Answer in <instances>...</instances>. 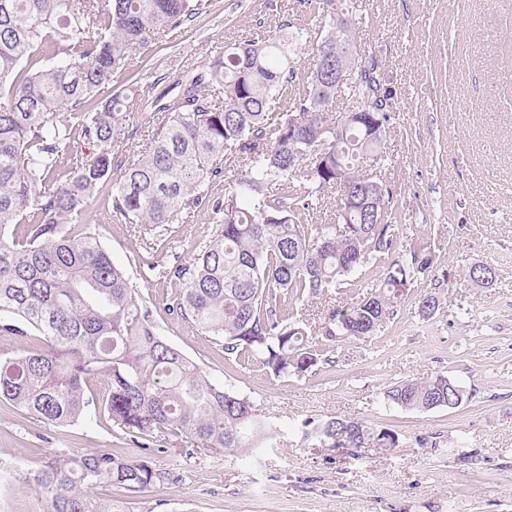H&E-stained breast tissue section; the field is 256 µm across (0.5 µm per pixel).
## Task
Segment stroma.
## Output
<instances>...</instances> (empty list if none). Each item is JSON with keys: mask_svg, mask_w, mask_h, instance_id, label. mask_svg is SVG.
Returning a JSON list of instances; mask_svg holds the SVG:
<instances>
[{"mask_svg": "<svg viewBox=\"0 0 512 512\" xmlns=\"http://www.w3.org/2000/svg\"><path fill=\"white\" fill-rule=\"evenodd\" d=\"M362 3L360 40L396 91L386 142L392 210L402 243L431 244L438 310L420 314L431 287L422 281L374 335L331 342L333 365L277 378L225 357L220 340L166 309L177 287L160 271L212 234L207 209L174 221L157 244L96 197L86 222L144 298L158 333L212 381L250 396L279 439L236 458L154 439L155 464L179 471L181 482L133 496L106 484L96 490L102 501H124L130 512H512V0ZM262 15L302 25L311 12L295 0H210L189 32L149 47L121 80L206 65ZM477 263L495 268L494 287L469 281ZM380 269L370 262L358 287L298 307L314 341L323 313L363 298ZM438 373L469 392L464 405L385 403L387 386ZM331 417L392 429L399 445L329 451L304 440L305 421ZM59 448L141 454L98 411L52 426L0 403V512H42L43 494L27 475Z\"/></svg>", "mask_w": 512, "mask_h": 512, "instance_id": "35a3bbf8", "label": "stroma"}]
</instances>
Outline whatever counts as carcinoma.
Returning a JSON list of instances; mask_svg holds the SVG:
<instances>
[{
	"label": "carcinoma",
	"instance_id": "carcinoma-1",
	"mask_svg": "<svg viewBox=\"0 0 512 512\" xmlns=\"http://www.w3.org/2000/svg\"><path fill=\"white\" fill-rule=\"evenodd\" d=\"M208 9L209 0H0V336L18 343L0 357V402L73 425L102 377L98 409L140 449L171 436L229 457L271 444L275 431L257 421L249 396L213 382L157 333L95 235L72 232L103 186L112 212L155 238L179 214L211 210L212 236L162 271L182 284L166 309L274 377L334 363L290 313L294 304L354 286L379 260L370 293L323 315L328 341L372 336L431 275L434 258L424 243L400 245L390 219L382 170L396 94L358 40V0H322L308 27L284 20L269 30L259 17L250 39L202 69L113 85L142 48ZM302 47L309 62L297 67ZM344 92L364 111H336ZM131 98L142 107L133 126ZM142 126L151 137L138 143ZM80 140L94 151L78 152ZM221 177L224 195L208 196ZM335 188L333 221L313 223ZM468 278L490 288L497 274L475 264ZM32 336L44 347L27 346ZM457 387L441 374L407 379L384 399L431 411L448 407ZM315 429L324 448L399 445L393 430L359 420L305 423ZM179 480L146 457L92 450H56L32 472L44 512H129L95 489L138 494Z\"/></svg>",
	"mask_w": 512,
	"mask_h": 512
}]
</instances>
